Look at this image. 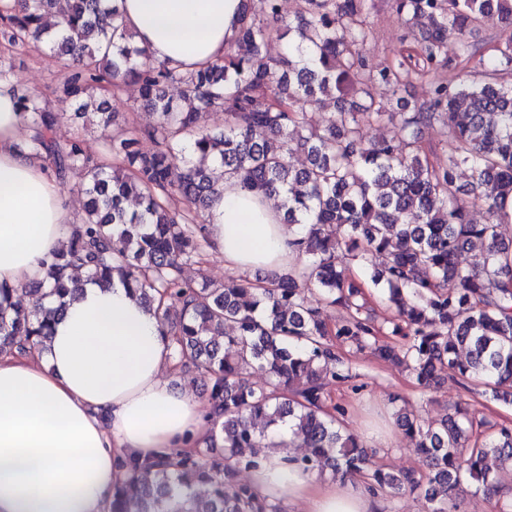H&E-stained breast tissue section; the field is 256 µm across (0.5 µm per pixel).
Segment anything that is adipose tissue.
<instances>
[{
    "label": "adipose tissue",
    "instance_id": "1",
    "mask_svg": "<svg viewBox=\"0 0 512 512\" xmlns=\"http://www.w3.org/2000/svg\"><path fill=\"white\" fill-rule=\"evenodd\" d=\"M125 25L152 60L196 69L235 39L242 0H123ZM17 90L0 81V286L41 278L73 215L46 163L22 150ZM210 253L232 273L276 271L295 260L298 225L237 179L207 213ZM171 338L127 288L86 285L56 321L44 351L0 352V512H109L126 478L121 460H159L205 439L207 407L165 379ZM249 480L258 498L295 512H379L355 477L324 478L269 448Z\"/></svg>",
    "mask_w": 512,
    "mask_h": 512
}]
</instances>
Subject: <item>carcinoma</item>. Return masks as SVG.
I'll use <instances>...</instances> for the list:
<instances>
[{"label":"carcinoma","instance_id":"cac0c4a2","mask_svg":"<svg viewBox=\"0 0 512 512\" xmlns=\"http://www.w3.org/2000/svg\"><path fill=\"white\" fill-rule=\"evenodd\" d=\"M302 2L287 19L281 0H243L234 41L243 52L195 71L150 61L124 27L119 0H17L0 11V45L42 40L55 51L63 61L61 100L104 140L103 155L90 160L80 140L53 136L65 112L20 93L33 126L26 150L51 162L57 177L77 176L85 214L42 281L0 288V351L42 348L84 285L118 281L143 303L158 304L174 356L209 381L215 418L206 447L122 461L127 480L114 488L109 512H280L233 478L258 466L261 449L281 446L308 449L294 459L305 470L362 476L375 494L415 493L429 512H457L465 485L494 496L502 487L496 472H512V426L487 435L460 402L435 422L399 413L426 469L386 471L373 449L344 430L345 409L327 408L324 396L326 381L352 378L337 341L371 345L377 359L408 364L422 387L450 372L512 403V238L499 231L512 220V83L502 78L512 73V0H394L400 23L425 21L422 64L378 69L360 54L375 0ZM489 16L505 38L482 54L471 36ZM284 38L288 55L271 58L269 44ZM450 41L482 79L435 82L420 105L403 97L388 112L376 105L369 86L397 91L422 78L441 64ZM127 83L138 86L156 121L108 135L116 113L98 92ZM174 85L183 91L178 104L166 97ZM328 97L336 112L324 127H308L298 103L323 105ZM214 111L224 113L222 130L206 122ZM372 125H392L400 139L369 141L364 129ZM432 126L449 143L442 163L420 138ZM298 152L306 154L302 167L293 163ZM208 155L247 188L279 196L287 223L301 226L292 273L218 286L205 277L195 285L183 280L206 245L205 210L217 182ZM463 167L468 182L460 184ZM475 193L487 205L482 224L470 217ZM476 246L483 260L474 266L468 254ZM343 256L381 290L392 312L386 323L411 337L408 344L379 343L383 327L362 315L364 283ZM312 289L349 318L330 326L308 304ZM18 291L28 304L12 301ZM255 367L269 375L266 385L249 383ZM198 484L207 494L196 492Z\"/></svg>","mask_w":512,"mask_h":512}]
</instances>
